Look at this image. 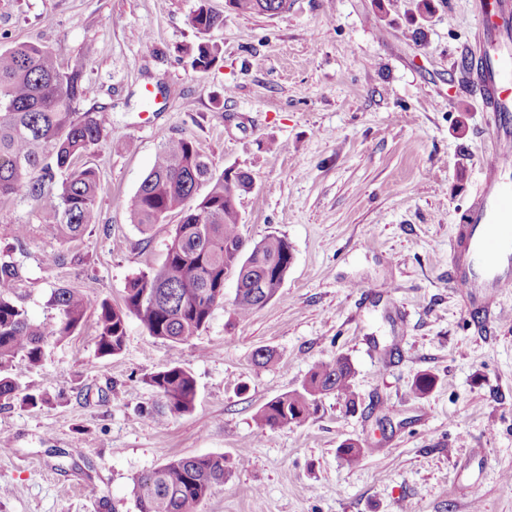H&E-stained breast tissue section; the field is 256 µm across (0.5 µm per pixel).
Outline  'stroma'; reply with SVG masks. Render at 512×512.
Masks as SVG:
<instances>
[{
	"label": "stroma",
	"mask_w": 512,
	"mask_h": 512,
	"mask_svg": "<svg viewBox=\"0 0 512 512\" xmlns=\"http://www.w3.org/2000/svg\"><path fill=\"white\" fill-rule=\"evenodd\" d=\"M222 23L199 33L200 2ZM291 0L275 16L225 0H0V49L50 47L83 66L82 109L110 121L97 166L95 222L76 240L46 235L41 209L0 204V258L21 270L16 300L38 321L53 289L123 303L158 267L174 222L141 230L128 198L162 139L195 141L216 171L248 172L238 204L248 243L292 247L288 275L263 307L234 312L236 283L197 336L174 344L127 321L122 353L96 349L97 319L16 361L31 408H0V512H138L133 478L173 457L221 454L230 475L199 512H512V290L468 312L449 241L492 148L462 54L474 0ZM220 55L206 71L185 49ZM65 262L49 265L47 253ZM270 350L260 366L253 355ZM355 369V410L323 396L307 422L261 426L268 400L300 388L320 362ZM181 364L197 384L170 413L149 377ZM430 375L432 389L414 382ZM364 454L348 466L339 449ZM477 482V493L466 485Z\"/></svg>",
	"instance_id": "35a3bbf8"
}]
</instances>
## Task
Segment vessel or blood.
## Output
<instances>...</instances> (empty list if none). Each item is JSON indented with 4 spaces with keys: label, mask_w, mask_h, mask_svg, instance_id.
<instances>
[{
    "label": "vessel or blood",
    "mask_w": 512,
    "mask_h": 512,
    "mask_svg": "<svg viewBox=\"0 0 512 512\" xmlns=\"http://www.w3.org/2000/svg\"><path fill=\"white\" fill-rule=\"evenodd\" d=\"M483 31L470 55L481 86V109L494 113L493 150L479 187L450 245L454 283L471 307L488 311L512 288V50L500 39L512 27V0H478Z\"/></svg>",
    "instance_id": "obj_1"
}]
</instances>
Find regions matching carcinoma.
I'll return each instance as SVG.
<instances>
[{"instance_id": "1", "label": "carcinoma", "mask_w": 512, "mask_h": 512, "mask_svg": "<svg viewBox=\"0 0 512 512\" xmlns=\"http://www.w3.org/2000/svg\"><path fill=\"white\" fill-rule=\"evenodd\" d=\"M241 14L277 15L288 0H226ZM218 16L201 4L193 26L206 33ZM219 48L200 42L187 49L192 66L207 69ZM82 67L65 66L56 53L20 43L0 50V203L20 197L38 205L50 201L45 232L73 240L93 223L100 179L97 168L83 162L105 130L101 112H82ZM254 189L245 172H216L197 144L167 137L156 161L128 199L131 223L146 231L180 216L161 265L133 278L123 305L90 298L67 287L54 289L47 322L33 320L13 299L19 278L13 262L0 260V400H20L35 407L44 396L25 393L12 375L17 358L38 366L45 347L81 329L89 310L97 313L96 346L103 356L125 347L127 320L137 317L148 334L175 344L195 336L224 303V282L233 276L234 307L245 317L267 303L281 288L290 266L288 241L270 234L250 245L240 224L238 200ZM355 371L344 356L316 365L301 387L264 403L258 422L271 429L307 421L321 396L334 393L355 407ZM149 384L165 398L169 411H190L197 396L193 375L178 364L154 373ZM227 475L224 455L175 457L139 474L133 494L139 512H197Z\"/></svg>"}]
</instances>
